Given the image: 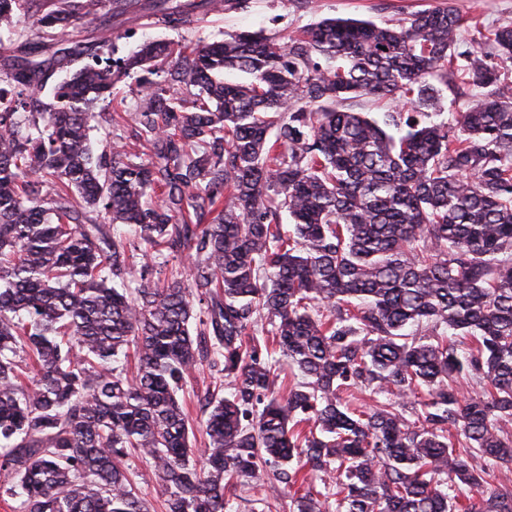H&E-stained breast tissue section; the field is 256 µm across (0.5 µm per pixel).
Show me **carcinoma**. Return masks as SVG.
Instances as JSON below:
<instances>
[{"label":"carcinoma","instance_id":"carcinoma-1","mask_svg":"<svg viewBox=\"0 0 512 512\" xmlns=\"http://www.w3.org/2000/svg\"><path fill=\"white\" fill-rule=\"evenodd\" d=\"M98 2L53 0L36 26L61 48L26 42L5 74L19 91L0 95V470L18 512H151L134 455L166 512H226L276 480L296 512L331 496L336 512H512V27L480 37L495 65L456 63L450 7L407 25L327 17L286 42H149L113 63L105 35H75ZM221 7L149 4L174 24ZM81 55L53 102L32 95ZM145 67L167 80L136 115L142 159L94 160L97 104ZM450 79L485 89L452 128L408 120L395 137L343 109L433 107ZM135 251L194 262L134 279ZM282 358L305 380L283 385ZM204 363L232 392L201 398L199 461L177 392ZM460 378L481 391L461 398ZM330 471L335 490L317 488ZM128 476L138 491L151 503V512H164L162 507L164 496L159 491L152 475L151 468L138 458H131L127 462Z\"/></svg>","mask_w":512,"mask_h":512}]
</instances>
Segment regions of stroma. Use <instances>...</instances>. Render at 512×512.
Instances as JSON below:
<instances>
[{
    "mask_svg": "<svg viewBox=\"0 0 512 512\" xmlns=\"http://www.w3.org/2000/svg\"><path fill=\"white\" fill-rule=\"evenodd\" d=\"M112 2L100 0L98 12L112 27L110 55L115 60L127 57L146 41L204 44L220 40L228 30H261L285 40L325 17L369 19L396 25L416 11L436 6L453 7L462 16L455 48L456 55L461 56L476 50L478 28L512 25V0H308L304 5L298 0H245L243 5L208 13L200 24L185 26L154 22L147 16L146 0H127L132 13L128 20L115 13ZM48 7L47 0H31L26 15L0 25V70L7 68L25 40L36 38V12ZM164 80L165 73L159 69L119 78L116 97L103 103L102 116L94 121L89 133L94 154L111 150L116 143L132 146L137 106L150 86ZM437 89L441 108L431 117L435 123H453L456 114L483 93L480 86L461 82L441 83Z\"/></svg>",
    "mask_w": 512,
    "mask_h": 512,
    "instance_id": "stroma-1",
    "label": "stroma"
}]
</instances>
